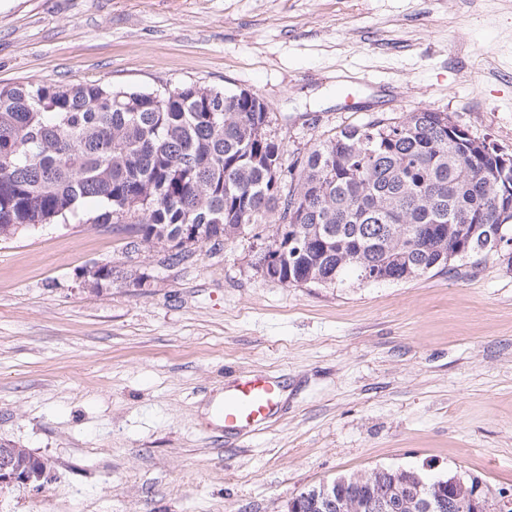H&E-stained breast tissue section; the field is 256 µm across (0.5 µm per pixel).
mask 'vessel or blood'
Masks as SVG:
<instances>
[{
	"instance_id": "b4317fda",
	"label": "vessel or blood",
	"mask_w": 512,
	"mask_h": 512,
	"mask_svg": "<svg viewBox=\"0 0 512 512\" xmlns=\"http://www.w3.org/2000/svg\"><path fill=\"white\" fill-rule=\"evenodd\" d=\"M285 381L282 377L253 373L224 387L213 401L210 421L215 431L239 438L259 430L281 410Z\"/></svg>"
}]
</instances>
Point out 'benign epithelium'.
<instances>
[{"label":"benign epithelium","instance_id":"obj_1","mask_svg":"<svg viewBox=\"0 0 512 512\" xmlns=\"http://www.w3.org/2000/svg\"><path fill=\"white\" fill-rule=\"evenodd\" d=\"M46 474V465H41L32 472L21 473L12 468L10 460L0 457V488L12 486H29L41 481ZM357 487L346 478H338L332 484H323L321 492L314 501L322 512H345L353 506L357 512H402L406 500L394 488H377L351 502L343 490ZM412 496L417 512H508L512 508V498L503 496L491 502L482 490L481 483L473 480L468 484L459 476L438 480L434 492L426 494L421 485L413 487Z\"/></svg>","mask_w":512,"mask_h":512}]
</instances>
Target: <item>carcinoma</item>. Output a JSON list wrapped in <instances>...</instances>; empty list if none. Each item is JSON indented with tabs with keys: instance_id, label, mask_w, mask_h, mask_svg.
Listing matches in <instances>:
<instances>
[{
	"instance_id": "1",
	"label": "carcinoma",
	"mask_w": 512,
	"mask_h": 512,
	"mask_svg": "<svg viewBox=\"0 0 512 512\" xmlns=\"http://www.w3.org/2000/svg\"><path fill=\"white\" fill-rule=\"evenodd\" d=\"M259 98L197 84L152 92L51 81L0 89V232L121 223L180 263L256 224L272 226L264 276L288 286L405 282L494 254L512 236V169L429 109L347 126L296 159L266 132ZM0 456L31 471L26 448Z\"/></svg>"
}]
</instances>
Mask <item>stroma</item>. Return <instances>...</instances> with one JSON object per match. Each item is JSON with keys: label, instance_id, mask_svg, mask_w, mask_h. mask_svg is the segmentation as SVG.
Here are the masks:
<instances>
[{"label": "stroma", "instance_id": "1", "mask_svg": "<svg viewBox=\"0 0 512 512\" xmlns=\"http://www.w3.org/2000/svg\"><path fill=\"white\" fill-rule=\"evenodd\" d=\"M45 80L249 92L286 166L418 109L512 155V0H0V88ZM97 212L0 236V440L52 469L0 512H285L397 467L512 492V252L295 287L258 266L268 226L172 266ZM251 372L287 375L285 411L221 442L210 401ZM320 485V484H319ZM313 486L300 494L307 493L308 499H313L310 502L307 499V495H296L288 502V511L289 512H305V510L309 507L310 503L315 502L316 506H320L319 509L322 512H343L345 509L351 504L347 499V495H345L340 488L347 489L349 487V482L346 478H338L336 479L331 486L327 483H323L321 486V493H317L315 496L316 489H319L320 486ZM309 512H318V510L309 507ZM345 512H354L352 510H346Z\"/></svg>", "mask_w": 512, "mask_h": 512}]
</instances>
